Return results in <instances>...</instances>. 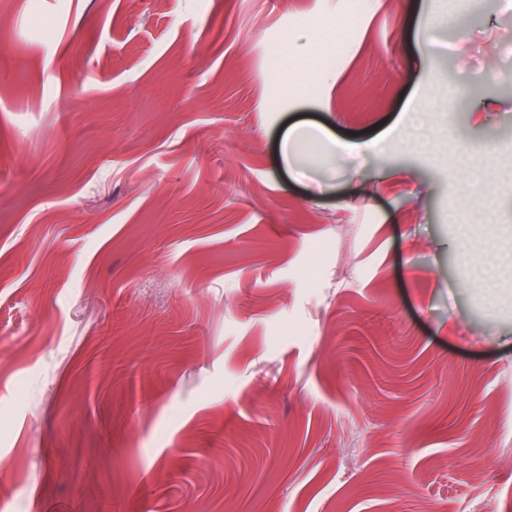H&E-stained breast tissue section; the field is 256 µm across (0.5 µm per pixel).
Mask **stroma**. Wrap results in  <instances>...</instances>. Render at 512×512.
I'll list each match as a JSON object with an SVG mask.
<instances>
[{
  "mask_svg": "<svg viewBox=\"0 0 512 512\" xmlns=\"http://www.w3.org/2000/svg\"><path fill=\"white\" fill-rule=\"evenodd\" d=\"M511 250L512 0H0V512H512ZM304 127L315 128L321 134L322 138L324 140H326L334 148V150L339 154L350 153V152L354 151L355 149H357L356 145H353L349 142L340 141V140L336 139V137L332 136L324 128L319 127V126H313V125L295 124V125L289 126L288 130L285 133L284 141L287 142L288 140L294 139L300 132V129L304 128Z\"/></svg>",
  "mask_w": 512,
  "mask_h": 512,
  "instance_id": "stroma-1",
  "label": "stroma"
}]
</instances>
